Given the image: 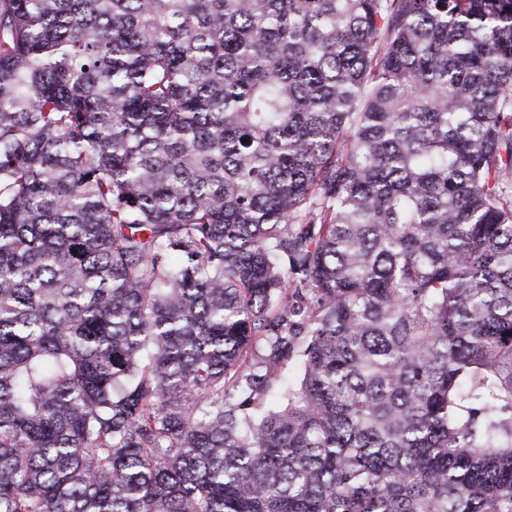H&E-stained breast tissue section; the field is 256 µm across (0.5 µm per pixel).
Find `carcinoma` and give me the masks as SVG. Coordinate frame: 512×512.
<instances>
[{"label":"carcinoma","instance_id":"1","mask_svg":"<svg viewBox=\"0 0 512 512\" xmlns=\"http://www.w3.org/2000/svg\"><path fill=\"white\" fill-rule=\"evenodd\" d=\"M0 512H512V0H0Z\"/></svg>","mask_w":512,"mask_h":512}]
</instances>
